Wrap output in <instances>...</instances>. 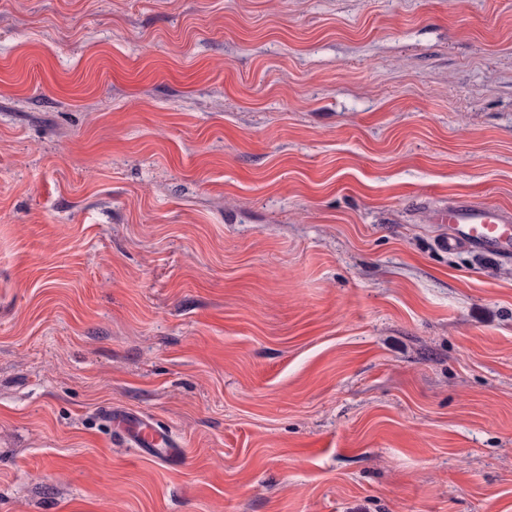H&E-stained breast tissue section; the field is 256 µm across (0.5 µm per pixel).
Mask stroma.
<instances>
[{
  "label": "stroma",
  "mask_w": 512,
  "mask_h": 512,
  "mask_svg": "<svg viewBox=\"0 0 512 512\" xmlns=\"http://www.w3.org/2000/svg\"><path fill=\"white\" fill-rule=\"evenodd\" d=\"M459 200L512 217V0H0V512H512ZM101 418L117 429L119 435L131 448L163 462H180L183 449L177 448L168 431L147 417L131 412L116 411L112 406L101 410Z\"/></svg>",
  "instance_id": "1"
}]
</instances>
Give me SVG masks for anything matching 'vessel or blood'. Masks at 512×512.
Returning <instances> with one entry per match:
<instances>
[{"label": "vessel or blood", "mask_w": 512, "mask_h": 512, "mask_svg": "<svg viewBox=\"0 0 512 512\" xmlns=\"http://www.w3.org/2000/svg\"><path fill=\"white\" fill-rule=\"evenodd\" d=\"M448 249L470 248L476 255L506 258L512 253V220L492 206L463 201L448 212ZM101 417L114 426L128 446L163 462H180L183 451L177 448L168 431L147 417L104 407Z\"/></svg>", "instance_id": "obj_1"}]
</instances>
